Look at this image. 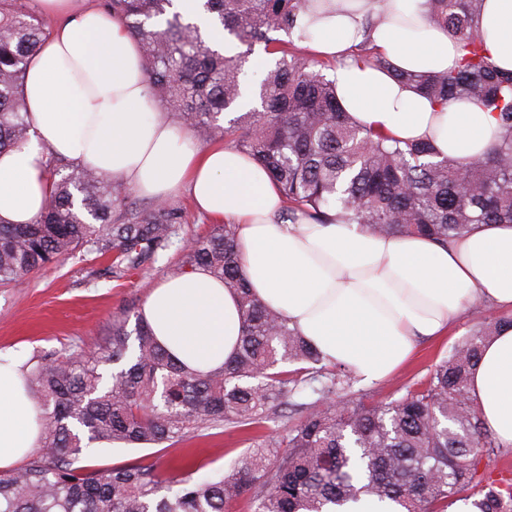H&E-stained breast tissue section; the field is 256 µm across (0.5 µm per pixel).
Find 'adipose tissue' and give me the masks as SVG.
I'll return each mask as SVG.
<instances>
[{
  "mask_svg": "<svg viewBox=\"0 0 512 512\" xmlns=\"http://www.w3.org/2000/svg\"><path fill=\"white\" fill-rule=\"evenodd\" d=\"M421 0H343L340 12L306 19L305 47L330 65L337 96L357 124L400 139H427L443 154L482 158L494 116L441 105L396 80L392 69L453 68L458 43L419 22ZM57 23L28 63L23 95L27 141L0 152V222L31 224L47 206L50 158L167 198L188 190L195 208L237 227L240 271L253 296L284 315L329 363L369 382L406 365L418 346L447 336L473 301L512 318V224H476L448 244L374 234L361 224L284 219L285 200L244 151L202 146L162 112L147 109L150 86L138 42L95 0H37ZM491 62L512 70V0H484L477 20ZM364 43L369 58L353 56ZM389 68H382L380 60ZM140 314L158 343L201 373L235 353L243 317L237 296L203 270L168 276ZM470 396L487 430L512 447V328L484 346ZM39 402L16 362H0V468L19 463L39 435Z\"/></svg>",
  "mask_w": 512,
  "mask_h": 512,
  "instance_id": "obj_1",
  "label": "adipose tissue"
}]
</instances>
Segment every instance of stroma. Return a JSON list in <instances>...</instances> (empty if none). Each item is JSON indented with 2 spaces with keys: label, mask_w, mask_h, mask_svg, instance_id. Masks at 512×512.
<instances>
[{
  "label": "stroma",
  "mask_w": 512,
  "mask_h": 512,
  "mask_svg": "<svg viewBox=\"0 0 512 512\" xmlns=\"http://www.w3.org/2000/svg\"><path fill=\"white\" fill-rule=\"evenodd\" d=\"M177 199L187 208L185 223L178 225L171 248L141 270L118 278L109 258L81 252L31 273L21 286L0 287V358L26 362L48 351L70 354L89 349L107 335L114 316L139 311L152 288L180 272L184 242L205 234L212 225L191 209L188 193L178 194ZM498 317L488 305L466 308L448 338L423 344L412 363L389 380L358 381L355 393L372 403L399 398L408 384L449 356L461 338ZM252 445L250 434L229 427L205 430L189 443L195 464L207 474L227 470ZM176 455V449L155 445L95 443L88 450L90 462L102 467L141 459L165 465Z\"/></svg>",
  "instance_id": "35a3bbf8"
}]
</instances>
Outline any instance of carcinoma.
<instances>
[{"label": "carcinoma", "mask_w": 512, "mask_h": 512, "mask_svg": "<svg viewBox=\"0 0 512 512\" xmlns=\"http://www.w3.org/2000/svg\"><path fill=\"white\" fill-rule=\"evenodd\" d=\"M483 0H424L421 19L448 31L463 55L452 69L395 76L441 104L466 102L496 117L486 155L465 163L429 142H401L355 124L334 84L296 52L301 19L332 0H198L224 45L175 0H107L141 44L151 91L172 123L206 141L249 152L278 185L284 218L327 224L331 214L374 233H417L441 244L474 224H512V71L485 53L476 17ZM49 17L27 0H0V152L24 143L30 120L22 86ZM276 54L245 104L240 75L256 45ZM54 192L32 224H0V284L76 252L111 255L120 277L173 244L184 207L171 199L139 209L117 181L61 159ZM235 293L243 336L224 368L209 374L175 361L141 317L124 313L93 351L45 354L26 378L43 410L38 449L0 471V512H335L360 499L402 512H512V478L479 465L496 442L469 395L473 369L498 319L464 337L451 356L389 402L354 396L355 373L328 365L277 312L261 306L239 275L235 225L215 224L181 248ZM294 365L288 371L285 364ZM300 417L262 434L219 476L162 470L143 460L84 465L90 444L171 448L210 429L259 430L287 405Z\"/></svg>", "instance_id": "carcinoma-1"}]
</instances>
